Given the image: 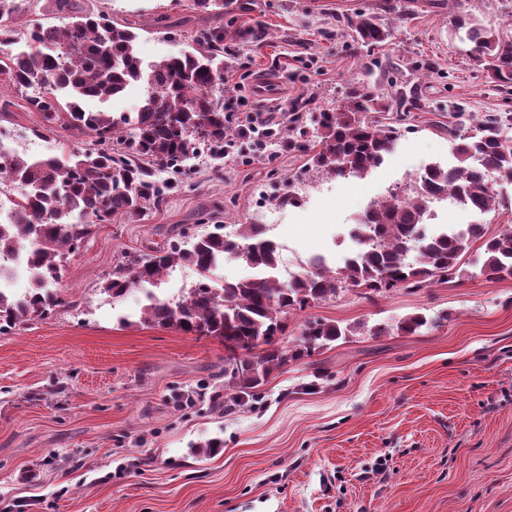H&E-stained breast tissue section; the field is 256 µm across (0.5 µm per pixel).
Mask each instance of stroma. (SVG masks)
Returning a JSON list of instances; mask_svg holds the SVG:
<instances>
[{"instance_id":"stroma-1","label":"stroma","mask_w":512,"mask_h":512,"mask_svg":"<svg viewBox=\"0 0 512 512\" xmlns=\"http://www.w3.org/2000/svg\"><path fill=\"white\" fill-rule=\"evenodd\" d=\"M267 30L253 47L231 46L222 90L234 112H320L354 84L387 94L414 90L395 151L362 177L309 169L283 136L231 162L191 160L182 183L140 222L96 225L64 263V307L0 334V512H512V278H462L371 300L349 292L291 312L286 340L305 321L350 327L349 335L275 372L257 401L213 411L177 407L176 388L214 387L224 342L141 324L135 289L115 300L102 282L126 254L164 247L179 232L277 216L267 237L281 264L302 272L354 250L350 230L372 201L428 163L452 161L448 108L511 112L512 87L490 83L454 35L467 15L512 23V0H246ZM128 20L140 57L187 50L190 30L210 24L192 0H83ZM390 4L392 29L369 47L336 20ZM183 19L166 30L156 19ZM383 68L366 73L373 60ZM20 93L0 91V130L17 152L58 154L89 136L58 125L41 131ZM299 206L279 212L285 189ZM498 215L433 204L436 224L472 222L494 232L512 221V186L497 189ZM422 313L419 333L372 335ZM224 441L213 456L196 453Z\"/></svg>"}]
</instances>
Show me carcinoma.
I'll list each match as a JSON object with an SVG mask.
<instances>
[{"label": "carcinoma", "mask_w": 512, "mask_h": 512, "mask_svg": "<svg viewBox=\"0 0 512 512\" xmlns=\"http://www.w3.org/2000/svg\"><path fill=\"white\" fill-rule=\"evenodd\" d=\"M59 24L36 22L19 30L14 0H0V50L6 60L0 89L27 95L40 113L42 129L64 123L92 138V146L42 160L0 153V180L9 191L10 221H0V258L16 250L30 251L33 285L17 297L0 292V333L27 321L47 319L65 305L57 285L66 255L87 239L98 224L121 217L144 219L166 193L157 181L166 170L177 177L187 161L208 151L224 153L233 128L224 100L215 87L224 83V41H255L261 26L240 21L227 0H193L194 9L214 19L198 30L190 49L143 63L135 50V26L103 13L87 11L77 0H50ZM363 43L378 46L391 30L370 14L345 17ZM458 40L497 87L512 85V35L494 23L454 18ZM143 90L135 112L115 115L85 107V99L104 102L135 85ZM420 108L415 97L387 98L353 88L339 104L322 112L290 115L288 149L311 154L317 173L334 177L362 176L383 162L401 136L403 109ZM316 131L317 145L305 139ZM448 140L456 164H430L410 181L406 194L393 192L373 202L350 231L357 249L343 266L329 268L319 259L313 269L288 282L276 276L279 245L259 224H238L232 233L224 225L172 244L160 254L126 255L104 280L112 298L132 288L154 284L175 264L192 267L198 280L178 301L152 299L141 321L184 333L224 340L227 354L224 391L206 395L200 389L181 390L178 401L189 406L205 397L212 405H245L258 399L270 376L290 361L311 355L344 334L336 324L309 321L286 348L276 339L285 335L282 317L349 291L370 299L399 289L448 283L466 273L462 259L481 242L475 262L488 281L512 278V224L491 236L485 226L430 232L425 225L431 205L443 195L465 208L489 214L502 202L496 180L512 183V114L484 112L464 130L448 123ZM237 260L257 275L218 281L214 271L224 260Z\"/></svg>", "instance_id": "cac0c4a2"}]
</instances>
